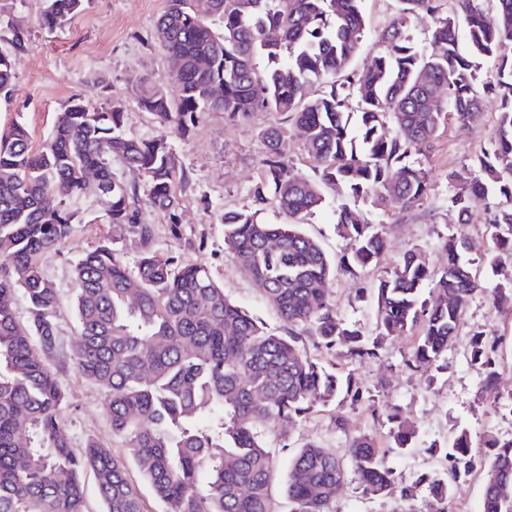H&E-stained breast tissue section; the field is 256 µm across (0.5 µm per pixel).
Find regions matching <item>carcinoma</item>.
I'll use <instances>...</instances> for the list:
<instances>
[{
	"label": "carcinoma",
	"instance_id": "cac0c4a2",
	"mask_svg": "<svg viewBox=\"0 0 512 512\" xmlns=\"http://www.w3.org/2000/svg\"><path fill=\"white\" fill-rule=\"evenodd\" d=\"M397 2L379 53L362 70L351 68L366 30L361 0H167L156 21L180 88L176 100L158 91L139 97L140 108L160 124L184 136L205 112H222L231 122L255 112L284 116L285 124L264 132L267 151L252 204L223 217L224 250L275 308L280 333L230 301L205 266L178 264L152 249L136 188L113 176L109 160L119 159L145 182L149 207L172 220L180 168L165 136L125 132L122 102L98 108L71 101L38 149L23 123L0 130V512H84L87 469L105 512H143L140 489L127 476L130 462L167 512H276L275 457L266 433L319 407L371 400L351 375L309 356L299 345L303 332L353 359L374 358L384 340L408 334L414 337L408 367L447 369L440 358L458 335L466 304L512 256V0H497L491 18L483 0H453L447 9L442 0ZM85 3L45 0L40 22L60 28ZM420 13L432 20L429 54L407 33L410 17ZM6 26L5 97L16 78L12 56L27 47L21 25ZM271 29L279 40L266 38ZM260 59L271 64L263 76ZM477 59L497 61L493 84L479 81ZM313 83L321 91L309 98ZM488 88L501 101L494 134L467 174H448V205L465 221L474 198H493L491 247L474 257L468 241L442 235L447 263L436 272L425 252L408 249L373 286L378 332L367 336L338 315L327 288L336 267L354 274L382 256V225L367 219L364 206L422 200L429 177L419 156L448 116L461 126L474 121ZM292 130L314 162L311 175L288 163ZM90 170L99 176L107 222L137 229L141 251L131 265L104 239L77 261L72 361L106 391L112 432L128 448L127 459L94 442L79 454L70 448L60 430L62 381L49 365L58 293L41 259L73 235L75 213L65 199L87 189ZM326 188L340 198L335 224L346 248L338 259L303 230L306 217L324 207ZM270 198L285 218L280 224L261 216ZM493 293L502 306L512 302V281L500 280ZM19 294L28 306L24 325L14 311ZM470 362L482 370L485 387H494L497 339L474 332ZM373 413L392 424L390 445L369 435L353 438L348 452L362 492L411 499L416 486L399 481L387 457L410 448L417 430L394 410ZM487 446L493 452L484 465L483 512H512V439L491 438ZM444 459V477L420 479L428 490L425 512L448 500L480 454L463 431ZM346 478L331 449L306 443L293 453L283 491L294 512H333Z\"/></svg>",
	"mask_w": 512,
	"mask_h": 512
}]
</instances>
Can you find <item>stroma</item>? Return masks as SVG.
Returning a JSON list of instances; mask_svg holds the SVG:
<instances>
[{
	"mask_svg": "<svg viewBox=\"0 0 512 512\" xmlns=\"http://www.w3.org/2000/svg\"><path fill=\"white\" fill-rule=\"evenodd\" d=\"M14 20L27 31L26 52L13 59L16 75L10 97H0V129L24 122L34 144H42L52 134L58 112L75 98L106 107L118 100L125 105V131L138 137L166 136L184 178L176 182L179 199L176 219L162 212L146 211L153 228L152 247L159 254L180 263L205 265L224 288L226 296L246 308L271 329L281 322L274 309L253 283L224 251L221 218L228 209L251 204V192L259 181L266 146L263 130L279 125L280 114L256 112L245 121L231 122L223 113L203 114L186 136H179L140 109L137 100L147 91L161 90L177 96L179 85L167 58L153 37L154 24L166 7V0H88L85 9L64 28L47 30L39 18L44 0H0ZM396 0H363L366 34L352 65L367 66L379 51L378 37L395 13ZM106 91H99V82ZM500 100L487 95L480 119L468 127L448 121L424 159L429 172L430 191L425 200L399 208L367 207L366 216L382 225L386 239L384 256L378 266L357 274L336 271L329 283V295L339 315L358 322L366 333H375L378 313L373 283L391 270L400 256L417 246L426 251L432 269L445 262L438 245L440 235L470 240L477 250L487 246L491 209L475 200L467 223H459L448 208L451 187L448 173L465 171L470 158L489 144ZM76 212L75 233L58 250L46 254L42 272L58 290L54 322L58 336L56 363L64 364L61 374L67 403L60 424L74 451L97 442L112 454L124 457L128 450L112 432L104 411V390L81 376L71 365L72 346L78 335L73 298L78 284L74 267L80 256L98 241H114L127 262H134L141 246L130 227H115L104 217V204L94 189L67 198ZM337 201L328 196L325 206L309 217L305 231L317 238L333 256L346 243L334 226ZM482 330L499 339L498 379L495 389H486L481 370L469 359L473 331ZM413 344L411 336H398L383 343L376 357L354 360L343 353L320 348L311 334H303L302 347L324 364L336 365L367 387L377 405L396 409L403 420L418 431L414 448L390 455V467L404 484H417L420 477L444 474L446 464L440 448L446 447L461 430L473 441L487 436L512 437V408L498 402L501 394L512 392V312L495 306L488 294L477 295L465 309L459 334L443 357L444 371L434 383H427L426 370L410 371L404 366ZM342 415L344 428H336L335 415ZM388 424L374 419L363 405L339 408L320 407L307 418L281 425L267 433L268 447L276 451L277 479L272 495L279 512H290L282 480L288 471L292 449L314 442L346 455L353 437L369 434L380 445L388 443ZM418 486V484H417ZM425 488L414 499L398 496L364 495L356 477H348L333 505L334 512H423Z\"/></svg>",
	"mask_w": 512,
	"mask_h": 512,
	"instance_id": "stroma-1",
	"label": "stroma"
}]
</instances>
